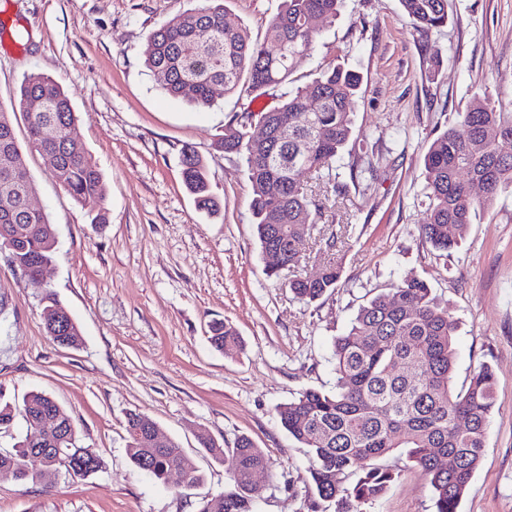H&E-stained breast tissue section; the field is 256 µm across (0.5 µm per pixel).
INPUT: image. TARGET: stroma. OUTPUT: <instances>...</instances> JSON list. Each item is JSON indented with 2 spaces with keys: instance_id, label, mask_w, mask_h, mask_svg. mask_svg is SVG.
Instances as JSON below:
<instances>
[{
  "instance_id": "1",
  "label": "stroma",
  "mask_w": 512,
  "mask_h": 512,
  "mask_svg": "<svg viewBox=\"0 0 512 512\" xmlns=\"http://www.w3.org/2000/svg\"><path fill=\"white\" fill-rule=\"evenodd\" d=\"M202 0H0V108L11 109L24 77L57 81L78 115L74 135L100 170L104 200L76 201L29 149L33 205L53 224L57 249L34 284L0 249V402L50 395L72 417L79 443L102 467L20 485L0 474V512H196L223 492L227 474L199 443L251 437L270 462L256 478L253 512H310L312 459L282 428L277 408L299 392L335 384L332 340L375 295L411 279L428 283L456 323L454 389L475 369L495 373V407L483 459L458 512H512V187L499 189L448 254L419 226L429 200L423 157L458 111L487 96L512 112V0H448L445 26L414 27L400 0H342L333 24L316 22L310 50L291 75L301 87L335 65L362 78L348 113L356 137L333 163L339 193L312 175L301 184L322 207L305 242L306 274L332 253L335 291L305 303L269 278L250 208L252 187L238 155L216 149L226 124L256 104L280 106L283 87L251 94L216 90L198 108L170 97L147 67L150 34ZM282 0H225L224 20L263 40ZM26 29L27 46L12 28ZM201 157L220 215L197 210L182 176L183 152ZM107 221L93 223L98 211ZM70 312L79 347L53 342L47 297ZM243 339L216 352L209 324ZM142 413L177 441L205 481H160L128 458L125 422ZM401 473L364 512H433L429 481L406 458Z\"/></svg>"
}]
</instances>
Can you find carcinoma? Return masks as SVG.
Instances as JSON below:
<instances>
[{
    "label": "carcinoma",
    "instance_id": "carcinoma-1",
    "mask_svg": "<svg viewBox=\"0 0 512 512\" xmlns=\"http://www.w3.org/2000/svg\"><path fill=\"white\" fill-rule=\"evenodd\" d=\"M341 0H283L267 27L266 41L255 42L247 30L224 28V0H205L203 6L174 16L155 30L145 49V61L167 94L206 108L214 103L213 88L226 93H251L289 83L294 63L308 50L315 35L309 19L319 16L330 24ZM412 24L426 29L444 26L448 0H401ZM359 76L339 66L285 96L281 105L257 116L272 131L268 141L254 142L249 119L224 128L216 147L244 161L252 185L251 209L260 248L281 252L288 267H301L306 237L322 217L321 206L304 192L300 176L310 173L330 183L332 163L347 145L352 129L347 109L356 96ZM17 106L26 124L28 145L56 158L53 176L77 201L105 198L106 187L97 166L68 138L77 121L71 100L60 84L39 73L27 75ZM52 125L57 137L47 140L42 129ZM512 141V112H503L489 98L475 99L457 114L456 125L434 137L424 155L429 207L420 225L431 246L448 252L458 245L475 210L494 199L503 186L512 187V154L498 152L503 140ZM183 180L201 210L215 213L220 202L210 190L199 155H183ZM0 245L13 238L10 261L31 282L41 266L53 261L56 234L46 214L29 208L26 195L35 190L15 133L11 113L0 110ZM277 224L269 222L272 213ZM322 276L311 280L301 273L288 281L300 300L313 302L332 293L340 268L329 258ZM44 309L47 334L69 347L82 343L72 317L62 324L67 309L47 296ZM455 323L449 308L440 306L426 282L404 281L360 307L349 329L333 340L336 383L331 391L305 390L277 408L282 427L312 456L308 493L311 512H362V506L381 497L397 473L373 464L378 458L406 449L409 462L428 477L435 512H458V506L482 460L488 424L495 405L494 375L487 365L470 377L460 391L452 388L455 367ZM210 341L219 352L241 347L238 332L222 321L210 324ZM58 419V428H41L44 417ZM21 418L25 436L11 452H0V467L14 477L35 482L23 458L33 448H53L65 464L85 460L88 449L78 444L70 415L50 396L30 393L20 405H0V427ZM468 425L462 429L456 420ZM159 425L142 413L126 419L127 451L139 469L163 479L183 461L179 444L169 440L158 448L147 433ZM200 444L225 465L228 478L221 498H203L197 512H252L250 476L268 461L247 436L232 448L204 437ZM454 465L443 467L439 457Z\"/></svg>",
    "mask_w": 512,
    "mask_h": 512
}]
</instances>
